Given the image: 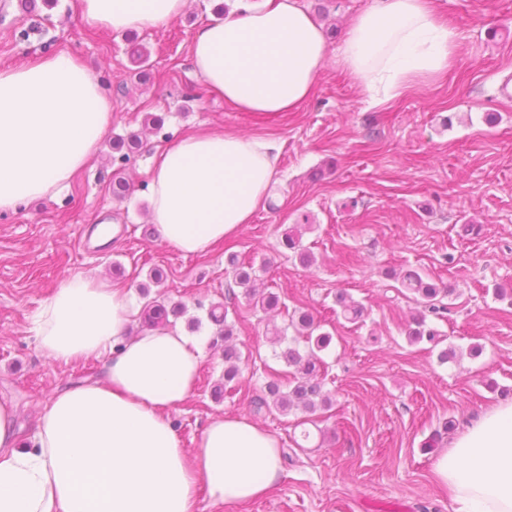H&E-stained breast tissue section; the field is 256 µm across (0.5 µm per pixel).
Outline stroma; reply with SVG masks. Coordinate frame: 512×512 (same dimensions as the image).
<instances>
[{"label": "stroma", "mask_w": 512, "mask_h": 512, "mask_svg": "<svg viewBox=\"0 0 512 512\" xmlns=\"http://www.w3.org/2000/svg\"><path fill=\"white\" fill-rule=\"evenodd\" d=\"M325 29L328 57L307 101L276 116L242 112L195 76L189 51L196 30L231 0H189L178 18L139 33L151 52L146 80L133 78L128 35L86 26L78 0L26 11L0 0V70L67 51L112 93V124L98 153L71 186L15 214L0 215V400L17 409V434L28 441L52 393L99 376L106 356L73 363L47 358L32 318L64 277L91 273L130 291L136 305L166 296L182 301L187 329L215 336L210 305L223 304L244 360L239 385L211 393L224 374L221 349H205L192 396L170 414L187 451L215 416L257 418L283 454L281 480L260 498L224 506L199 488L196 512H454L433 475L455 433L501 403L512 387V0H433L436 15L457 34V62L436 80L372 105L340 63L352 20L373 0H300ZM27 40H18L21 30ZM163 118L147 127V115ZM240 133L277 144L276 183L239 234L209 251L185 256L165 244L147 218L146 167L176 138L199 132ZM140 133L142 148L122 165L116 137ZM134 183L113 200L118 170ZM307 224L303 247L311 266L281 245L288 228ZM252 264L259 286L288 307L309 310L334 336L325 359V390L335 403L317 415L322 447L293 442L297 415L254 412L268 367L276 366L268 322L233 285L228 255ZM162 283H152V269ZM413 269L452 288L447 313L431 315L459 352L440 364L430 344H409L405 329L416 304L388 270ZM502 288L507 299L495 297ZM366 308L353 325L335 314L337 292ZM481 344L479 357L468 354ZM454 433L435 447L428 438L445 421Z\"/></svg>", "instance_id": "35a3bbf8"}]
</instances>
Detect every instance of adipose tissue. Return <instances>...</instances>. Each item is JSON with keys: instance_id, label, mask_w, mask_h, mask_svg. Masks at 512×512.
<instances>
[{"instance_id": "ef3b65f1", "label": "adipose tissue", "mask_w": 512, "mask_h": 512, "mask_svg": "<svg viewBox=\"0 0 512 512\" xmlns=\"http://www.w3.org/2000/svg\"><path fill=\"white\" fill-rule=\"evenodd\" d=\"M189 0H80L92 27L146 31ZM456 33L432 0H374L348 28L341 60L374 105L448 71ZM321 23L299 0H234L199 27L190 59L243 112L276 115L308 98L327 56ZM112 97L69 53L0 70V211L58 194L96 154ZM276 145L232 133L185 136L150 170L149 214L185 255L237 234L275 182ZM133 303L100 276L63 280L34 316L40 351L59 362L108 354L102 375L56 391L19 443L0 403V512H194L199 487L227 505L261 497L283 474L279 443L245 417H216L187 452L170 413L193 392L206 338L128 332ZM456 512H512V402L482 415L434 463Z\"/></svg>"}]
</instances>
